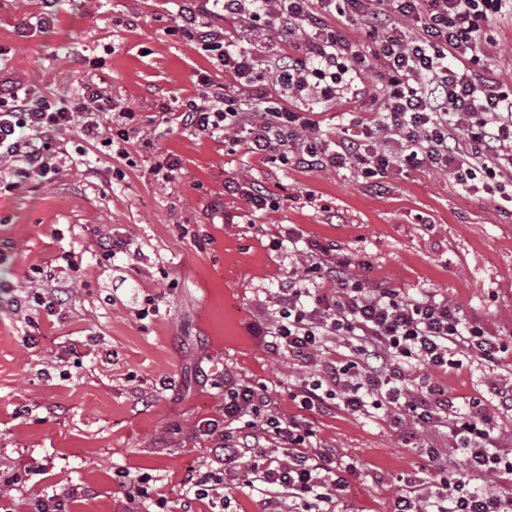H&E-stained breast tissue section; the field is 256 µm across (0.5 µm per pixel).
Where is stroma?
<instances>
[{
    "mask_svg": "<svg viewBox=\"0 0 512 512\" xmlns=\"http://www.w3.org/2000/svg\"><path fill=\"white\" fill-rule=\"evenodd\" d=\"M41 11V0H0V79L62 96L90 76L113 104L135 110L153 146L132 143L124 157L90 150L94 168L122 170L109 183L77 167L41 184L0 173V481L23 476L7 499L13 512L69 486L79 490L71 512H124L118 470L148 476L178 512L185 471L208 457L209 441L194 431L224 418L220 376L266 383L274 410L297 414L290 394L314 367L267 351L246 330L288 273L277 246L288 226L335 244L369 283L447 298L512 346V208L424 167L374 184L349 169L284 164L166 122L196 95L197 72L226 81L197 44L170 34L171 0H56L46 29L32 24ZM493 35L489 72L512 87V22L497 23ZM76 50L99 67L72 63ZM368 104L356 82L316 119L334 141L347 111ZM167 154L179 161L169 180L152 171ZM233 178L260 183L276 208L251 213L225 193ZM100 235L130 242L133 253L101 260L92 246ZM69 251L83 255L74 284L59 266ZM36 266L68 286L67 319L17 311ZM150 298L156 311L139 316ZM72 344L84 354L78 368ZM433 381L460 406L481 400L512 435V413L499 412L490 391L512 385V363L477 360ZM305 419L357 468L349 512H388L400 477L421 464L415 447L387 422L338 405Z\"/></svg>",
    "mask_w": 512,
    "mask_h": 512,
    "instance_id": "35a3bbf8",
    "label": "stroma"
}]
</instances>
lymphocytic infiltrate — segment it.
<instances>
[{
    "label": "lymphocytic infiltrate",
    "instance_id": "obj_1",
    "mask_svg": "<svg viewBox=\"0 0 512 512\" xmlns=\"http://www.w3.org/2000/svg\"><path fill=\"white\" fill-rule=\"evenodd\" d=\"M215 15L239 22L241 33H274L270 61L284 98L266 94L259 56L243 49L239 36L212 27ZM331 16L338 25L328 24ZM510 17L512 0H376L369 12L362 0H188L174 34L200 45L230 81L217 86L199 74L202 91L176 121L215 140L244 133L250 152L308 169L346 168L365 179L421 166L449 170L465 193L512 204V88L477 75L483 44ZM348 24L360 25L366 42L350 39ZM291 43L304 45L303 55L288 54ZM374 63L376 117L352 116L341 138L324 139L316 107ZM144 138L135 111L113 105L96 83L60 100L0 82V168L23 179L52 181L86 146L121 149ZM283 239L299 246L302 264L279 282L270 317L248 331L270 352L319 371L293 393L299 413L288 418L274 411L267 385H226L223 423L197 427L212 448L205 467L183 476L185 503L205 500L222 512L224 475L235 471L271 506L339 512L354 466L300 416L336 399L359 416L383 414L405 439L419 429L445 432L447 447L420 448L423 463L406 476L391 512H512V448L503 447L504 432L481 404L460 408L428 381L477 359L500 363L512 349L447 299L370 286L334 246L301 239L291 228ZM331 341L346 349L344 360L320 361ZM415 369L425 375L417 384ZM272 441L281 454L269 449ZM114 482L126 512H144L149 502L166 512L167 497L147 477L120 471Z\"/></svg>",
    "mask_w": 512,
    "mask_h": 512
}]
</instances>
